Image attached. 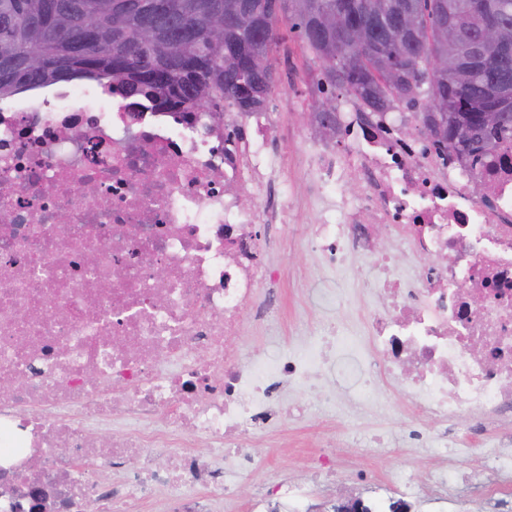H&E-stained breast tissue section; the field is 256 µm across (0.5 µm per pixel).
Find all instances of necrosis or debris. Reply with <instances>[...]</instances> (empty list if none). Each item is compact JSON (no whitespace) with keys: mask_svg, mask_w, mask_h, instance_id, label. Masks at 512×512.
<instances>
[{"mask_svg":"<svg viewBox=\"0 0 512 512\" xmlns=\"http://www.w3.org/2000/svg\"><path fill=\"white\" fill-rule=\"evenodd\" d=\"M287 104L218 123L112 104L91 83L0 100V447L15 451L0 464V512H30L34 487L42 512H157L165 501L212 512L259 468L251 427L277 428L289 391L326 381L340 356L354 375L362 347L331 321L318 340L265 357L235 343L275 306L266 227L296 223L305 199L318 205L310 239L324 271L345 277L356 254L372 262L376 358L360 400L392 389L443 426L401 436L443 451L427 473L400 474L407 494L452 490L447 430L461 415L512 420V145L464 162L413 113L341 98L332 139L298 162L300 199L278 178L274 111ZM351 178L363 186L353 204L342 199ZM384 226L394 247L379 242ZM403 252L429 263L399 270ZM115 421L123 429L101 435ZM202 446L234 453L214 471L199 463ZM483 446L465 481L495 504L512 488V437ZM79 458L94 469L76 472Z\"/></svg>","mask_w":512,"mask_h":512,"instance_id":"1","label":"necrosis or debris"}]
</instances>
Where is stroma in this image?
<instances>
[{"label":"stroma","mask_w":512,"mask_h":512,"mask_svg":"<svg viewBox=\"0 0 512 512\" xmlns=\"http://www.w3.org/2000/svg\"><path fill=\"white\" fill-rule=\"evenodd\" d=\"M283 43L276 54L279 75L277 94L288 98L287 111L278 113V124L288 130L291 138L282 155L281 174L293 178L294 161L310 151L308 140L296 138L297 130L305 128L309 107L317 101L315 88L319 72L311 57L288 26H281ZM314 211L305 207L297 223L288 227L273 224L268 233L273 241L272 259L283 273L281 286L282 311L271 325L252 323L237 343L244 357L268 354L276 348L299 343L315 331L324 316H334L350 329L362 331L363 316L372 302L365 286L370 278V262L364 257L352 258L344 282L346 294L341 304H333L329 296L335 283L321 270L317 254L307 242ZM290 405L302 406L303 415L285 416L279 431L263 439L266 460L253 479L237 483L230 497L217 504L215 512H252L258 484L279 475L308 477L309 456L332 453L336 456L332 482L312 485L305 500L306 508L334 500L338 493H360L376 498L393 493V473L417 466L433 467L438 449L426 448L415 454L403 452L396 445L401 429L422 427L433 429L431 420L414 414L402 397L390 394L385 403L362 408L346 396L336 399L335 407H326L321 388H308L294 393ZM367 471V482H359V471Z\"/></svg>","instance_id":"stroma-1"}]
</instances>
